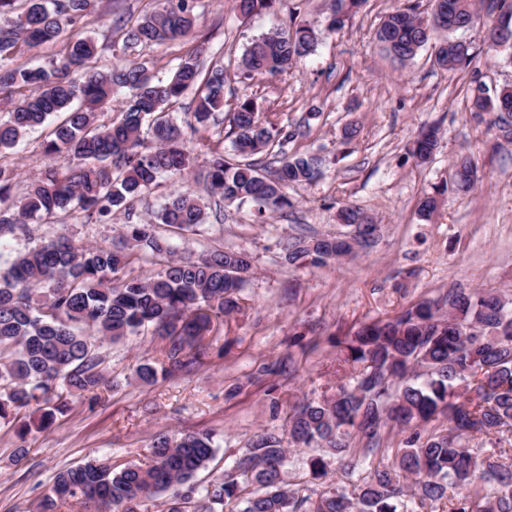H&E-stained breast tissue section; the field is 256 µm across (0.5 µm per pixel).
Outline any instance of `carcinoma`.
Segmentation results:
<instances>
[{
    "instance_id": "1",
    "label": "carcinoma",
    "mask_w": 512,
    "mask_h": 512,
    "mask_svg": "<svg viewBox=\"0 0 512 512\" xmlns=\"http://www.w3.org/2000/svg\"><path fill=\"white\" fill-rule=\"evenodd\" d=\"M367 0H333L329 24L274 28L252 40L240 60L241 74L276 75L314 51L327 32L341 29ZM427 15L416 7L395 6L375 33L382 49L406 64L428 47L434 62L448 71L464 69L470 47L451 37L475 20V0H430ZM272 0H235L242 20L270 8ZM100 0H0V94L16 96L0 118V151L10 150L48 117L63 118L51 129L44 151L62 161L30 178L25 194L13 195L16 173L0 167V238L25 234L29 225L72 210L89 224H105L115 210L132 203L163 173L180 174L189 157L183 132L167 118L169 106L188 90L200 92L194 121L207 124L224 107V67L203 72V47L188 48L172 77L153 80L143 63L117 64L106 72L86 65L96 54L94 40L75 27L97 12ZM498 21H507L487 49H512V0H486ZM195 0H159L157 10L126 29V43L152 46L183 41L193 34L199 14ZM51 49L48 66H13L23 48ZM126 88L120 119L101 121L98 114ZM477 123L497 128L512 139V90L490 100H471ZM234 161L212 153L205 175L210 196L224 202H249L263 218L289 205L284 189L316 182L323 160L312 154L284 155L266 172L254 162L273 142L283 145L305 135L302 126L268 127L257 106L243 101L230 118ZM440 142L438 128L422 130L410 154L421 164L431 160ZM478 166L471 156L452 161L451 184L472 190ZM341 223L352 227L351 242L334 237L296 239L286 248L290 264L315 266L357 255L377 236L378 224L354 203L340 207ZM204 205L190 193L172 196L153 218L123 225L119 245H77L65 234L43 239L15 255L0 274V420L17 422V454H26L32 430H43L66 408L63 395L88 399L94 406L109 384L95 343L120 341L153 331L168 339L164 359L142 360L136 378L145 385L189 370V351L211 327L212 316L239 309L237 293L251 269L241 251L213 247L199 256H176L174 245L157 231L166 224L195 233ZM148 254L159 266L148 278L128 274ZM448 311L423 301L390 319L360 325L336 339V364L349 368L354 384L307 400L288 415L287 434L297 447L317 448L309 459L314 480L328 474L329 460L346 455L358 433L368 449L387 427L411 430L392 467L377 469L355 495L330 488L299 497L282 479L286 450L273 433L251 442L232 472L207 485L196 480L214 456L210 433L180 437L158 434L145 465L91 457L59 471L36 512H58L78 504L83 512H141L147 499L171 492L166 512H417L428 504L449 502V512H512V465L500 461L499 449L512 435V306L494 290L448 294ZM448 417L447 432L423 437L418 431L437 416ZM491 445L480 456L474 439Z\"/></svg>"
}]
</instances>
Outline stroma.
Instances as JSON below:
<instances>
[{"instance_id":"35a3bbf8","label":"stroma","mask_w":512,"mask_h":512,"mask_svg":"<svg viewBox=\"0 0 512 512\" xmlns=\"http://www.w3.org/2000/svg\"><path fill=\"white\" fill-rule=\"evenodd\" d=\"M394 2L367 0L292 71L246 78L238 62L252 38L302 22L326 24L331 0H275L247 21L237 16L233 0H198L201 60L207 68L223 66L227 84L218 121L190 127L193 89L169 109L184 128L191 175L161 176L131 214L114 212L111 223L90 225L83 214L61 213L51 223L34 225L31 237L7 239L0 248L1 271L17 251L60 233L81 244H108L127 219L149 218L166 198L189 191L206 204L204 224L186 237L161 229L179 254L221 246L253 258L239 310L213 320L204 340L208 353L191 372L141 384L135 363L161 362L164 340L148 332L105 341L98 351L112 387L101 392L97 405L70 400L66 413L23 442L27 453L21 458L13 427L0 422V512H35L54 476L88 457L117 466L145 460L161 433L214 434L215 456L197 476L208 484L230 470L259 433L284 434L295 403L335 390V339L452 291L495 288L512 296V142L474 122L469 112L476 86L512 84V59L486 53L487 30L496 17L479 8L473 26L461 32L473 53L464 70L438 67L427 49L403 67L375 39ZM155 6V0H103L101 12L80 27L97 44L90 68L144 61L153 76L168 78L177 64V44L144 49L124 41L127 24ZM244 100L257 103L268 125L308 126L304 137L260 155L267 168H276L285 152L326 160L316 183L289 189L290 207L262 223L251 205L228 206L209 197L203 179L212 149H230L229 117ZM350 124L356 132L348 139L344 129ZM432 124L440 128V148L430 163L416 164L407 148L422 126ZM44 136L32 132L15 150L0 154V166L19 171L15 194L50 163L41 146ZM460 154L474 155L478 166V183L465 194L454 192L450 181V165ZM432 193L438 207L426 221L418 204ZM345 201L374 217L377 242L353 259L322 266L286 263L287 242L341 231L336 211ZM404 439L383 431L369 454L365 439L353 437L345 461L330 460L331 481L354 492L371 472L391 466Z\"/></svg>"}]
</instances>
